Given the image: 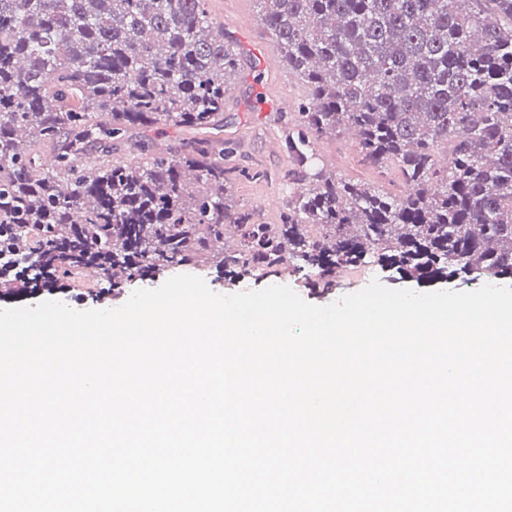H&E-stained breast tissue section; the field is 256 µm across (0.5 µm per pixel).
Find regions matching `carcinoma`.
I'll list each match as a JSON object with an SVG mask.
<instances>
[{
	"mask_svg": "<svg viewBox=\"0 0 512 512\" xmlns=\"http://www.w3.org/2000/svg\"><path fill=\"white\" fill-rule=\"evenodd\" d=\"M260 5L308 88L283 119L293 175L275 224L231 203L248 173L207 141L117 155L134 127L221 119L239 58L207 0H0V291L49 272L70 286L90 266L116 292L167 270L261 281L289 263L312 292L370 263L417 281L512 277V0ZM347 129L371 167L397 164L404 192L325 169L318 141Z\"/></svg>",
	"mask_w": 512,
	"mask_h": 512,
	"instance_id": "cac0c4a2",
	"label": "carcinoma"
}]
</instances>
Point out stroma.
<instances>
[{
  "label": "stroma",
  "instance_id": "obj_1",
  "mask_svg": "<svg viewBox=\"0 0 512 512\" xmlns=\"http://www.w3.org/2000/svg\"><path fill=\"white\" fill-rule=\"evenodd\" d=\"M207 8L214 20L225 21L228 25L229 40L242 59V67L224 97L223 121L205 130L181 129L158 123L130 132L121 145V151L130 158L142 144L197 139L233 148V162L245 170L246 176L229 185L230 197L235 203L249 206L262 220L272 224L276 222L280 205L286 199L283 181L291 167L284 150L273 151L268 146L270 140L281 137L278 103L285 99L292 109H299L306 89L298 78L285 70L280 54L261 21L257 0H208ZM318 153L328 168L345 178L372 183L393 193L404 189L394 168H387L381 173L366 164L356 140L349 134L323 140L318 145ZM374 280L389 288H408L417 292L445 288L463 291L467 288L466 283L458 280L445 284L397 280L375 265L344 272L335 290L326 294L311 293L297 272L276 277L275 282L291 287L309 303L327 305L343 295L363 289ZM102 287V281L95 280L91 283L90 292L82 294L39 290L26 295H0V308L33 306L53 299L77 310L92 309L96 303L91 294Z\"/></svg>",
  "mask_w": 512,
  "mask_h": 512
}]
</instances>
